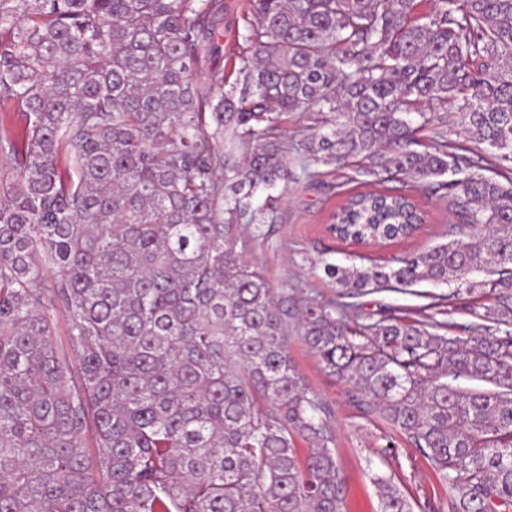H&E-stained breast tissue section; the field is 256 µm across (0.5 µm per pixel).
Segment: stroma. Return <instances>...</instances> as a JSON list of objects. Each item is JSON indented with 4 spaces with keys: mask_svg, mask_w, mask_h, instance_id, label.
Instances as JSON below:
<instances>
[{
    "mask_svg": "<svg viewBox=\"0 0 512 512\" xmlns=\"http://www.w3.org/2000/svg\"><path fill=\"white\" fill-rule=\"evenodd\" d=\"M288 164L294 179L281 196L278 219L269 238L262 242L250 233H241L236 250L263 268L276 294L287 299L291 307L315 297L334 298L336 290L323 273V262L368 266L424 252L446 241L455 222L447 199L414 188L407 178L390 182L389 187L396 192L413 191L426 214L425 224L412 238L382 246L339 240L328 230L332 213L350 194L378 190L376 177L355 167L332 166L320 167L318 175L309 177L303 174L296 157H289ZM440 292V287L422 283L408 292L364 296L363 303L368 310L386 303L415 311ZM288 329V351L298 372L330 412L333 448L344 481L345 512H381L374 484L378 474L400 488L412 512H429L430 506L447 504L451 493L431 462L379 418L364 415L352 398V388L324 370L298 336L296 323H289Z\"/></svg>",
    "mask_w": 512,
    "mask_h": 512,
    "instance_id": "stroma-1",
    "label": "stroma"
}]
</instances>
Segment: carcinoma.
<instances>
[{"label": "carcinoma", "mask_w": 512, "mask_h": 512, "mask_svg": "<svg viewBox=\"0 0 512 512\" xmlns=\"http://www.w3.org/2000/svg\"><path fill=\"white\" fill-rule=\"evenodd\" d=\"M249 7L229 82L200 66L223 55L224 0H0V108L24 121L0 145L19 173L0 199V512H344L288 300L231 244L267 239L290 150L309 176L362 163L450 200L448 241L324 263L336 299L297 329L457 492L452 512H512V0ZM303 112L312 132L290 144ZM443 112L495 150L493 175ZM423 224L386 190L350 196L329 230L368 245ZM422 282L449 291L420 319L362 311ZM375 485L382 512H411Z\"/></svg>", "instance_id": "obj_1"}]
</instances>
